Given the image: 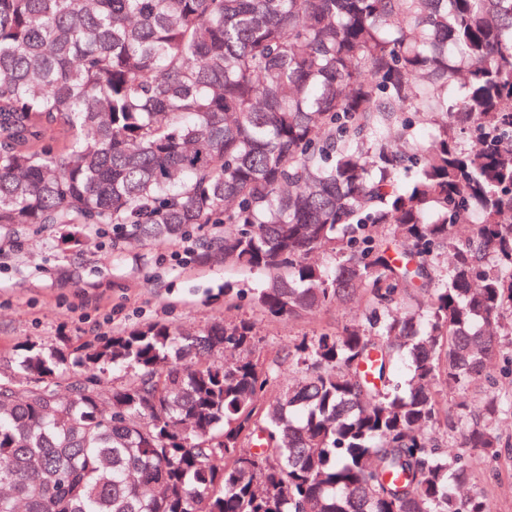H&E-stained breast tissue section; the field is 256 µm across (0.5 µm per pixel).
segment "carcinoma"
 I'll return each instance as SVG.
<instances>
[{
  "label": "carcinoma",
  "instance_id": "obj_1",
  "mask_svg": "<svg viewBox=\"0 0 512 512\" xmlns=\"http://www.w3.org/2000/svg\"><path fill=\"white\" fill-rule=\"evenodd\" d=\"M15 224L117 247L222 224L201 258L262 276L260 314L361 317L270 361L247 320L72 364L23 345L0 512H491L471 461L512 447V0H0Z\"/></svg>",
  "mask_w": 512,
  "mask_h": 512
}]
</instances>
